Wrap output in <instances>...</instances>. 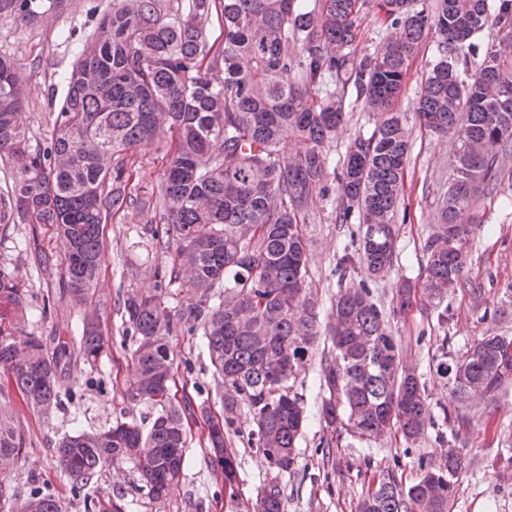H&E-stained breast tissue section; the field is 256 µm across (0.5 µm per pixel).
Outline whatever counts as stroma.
Wrapping results in <instances>:
<instances>
[{
  "label": "stroma",
  "mask_w": 512,
  "mask_h": 512,
  "mask_svg": "<svg viewBox=\"0 0 512 512\" xmlns=\"http://www.w3.org/2000/svg\"><path fill=\"white\" fill-rule=\"evenodd\" d=\"M112 0H62L60 7L39 20L22 23L13 16L0 17V56L13 60L26 78L22 111L31 144H45L52 132L53 114L66 94L64 83L74 61L95 34ZM434 35H427L408 68L405 93L399 109L411 132V148L404 180L408 217L400 226L396 260L384 278L371 281L373 295L384 308H391L393 295L402 283L413 287L412 302L390 320L393 335L402 346L404 364L415 368L426 388L434 418L424 438L406 443L392 434L380 440H362L341 435L337 447L327 448L332 434L323 428L314 412L323 397L318 373L324 350L330 349L328 334H320L312 357L295 384L308 419L298 442L293 468L279 474L270 470L261 453L248 444L252 419L248 410L238 414V431L231 437L240 463L239 495L235 502L224 496V485L199 438L201 425L191 428L184 476L166 501H150L148 489L131 465L107 470L100 476L101 491L125 494L142 502L141 512H250L258 491L277 482L283 493L284 512H356L357 505L383 472H392L403 485H410L437 462L448 448L459 449L464 465L449 505V512H512V385L500 392L496 403L468 413L469 423L459 438H451L447 416L458 401L446 377L436 368L443 355L466 351L487 331L512 333V168H506L496 193L480 197L476 212L481 222L474 228L463 285L447 299H431L425 289L424 244L434 230L436 206L448 188V165L454 162L458 142L453 134H435L420 126L414 112L422 82L435 52ZM376 123L362 107L350 112L338 130L329 153L342 164L356 137H369ZM323 196L317 197L303 233L308 245L309 269L306 292L317 302L321 324L330 321L331 308L340 289L336 265L344 247L352 246V225L335 220L339 202L337 181L326 176ZM133 216H115L104 228V264L95 295L84 310H74L58 294L57 271L41 272L28 247L37 241L46 253L55 254L60 243L48 224H11L0 229V267L9 272L31 295L33 306H46V314L26 322L25 331L39 336L72 335L82 316L97 317L109 340V350L96 369L70 361L62 368L61 389L68 398L63 410L41 418L16 408L14 420L26 438L27 452L4 480L19 496L34 488L56 494L66 512H84L83 503L57 469L53 450L73 425L91 432L106 428L129 412L140 420L148 416L144 405L132 408L123 402L127 358L132 347L125 339L124 315L118 305L119 291L134 287L151 290V265L159 253H146L135 246L131 232ZM138 267L139 277L124 276L123 268ZM447 323H439V312ZM179 369L176 394L201 389L213 408H220L224 381L214 373L200 337L179 335L171 342Z\"/></svg>",
  "instance_id": "obj_1"
}]
</instances>
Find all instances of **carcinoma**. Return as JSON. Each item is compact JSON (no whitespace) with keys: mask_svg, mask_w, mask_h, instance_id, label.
<instances>
[{"mask_svg":"<svg viewBox=\"0 0 512 512\" xmlns=\"http://www.w3.org/2000/svg\"><path fill=\"white\" fill-rule=\"evenodd\" d=\"M60 0H0V14L34 21ZM374 3L395 34L373 52L348 51L361 16ZM224 19L221 43L210 38L213 11ZM497 29V43L469 72L472 39ZM436 35L435 63L416 103L421 126L457 136V161L470 179L450 183L427 239L425 288L443 300L461 285L473 235L475 204L497 190L512 159V0H187L176 13L160 0H112L96 34L67 77L68 90L44 146L32 147L19 119L25 82L0 56V159L15 169L0 192V226L50 224L62 249L40 256L43 270L61 269L60 298L85 305L101 274V225L117 214L140 218L137 246L162 253L150 268V294L118 298L126 335L124 398L146 404L150 425L120 417L96 432L62 437L54 457L82 498L85 512H137L123 494L91 492L101 472L131 464L155 502L183 475L187 428L201 421L219 467L224 495L235 502L239 464L230 435L244 405L255 444L268 467L287 472L306 421L293 388L319 335L315 304L302 293L307 244L302 224L313 189L326 176L328 150L346 114L360 102L379 114L368 138L356 137L342 163L336 223L358 221L359 247L338 262L345 289L332 308V351L321 358L325 428L360 439L397 431L413 443L426 435L432 411L415 371L404 366L386 312L364 280L394 263L398 209L410 132L398 104L404 75L425 34ZM353 89L355 99L348 97ZM166 140L157 190L136 181L129 166L137 147ZM294 148L286 149L288 140ZM31 312L28 290L0 269V369L16 406L47 414L64 406L62 358L95 366L108 349L100 323L84 319L71 341L21 333ZM201 336L224 379L223 410L170 393L175 361L169 340ZM437 369L450 376L460 407L452 430L468 423L480 394L484 407L512 383V345L478 339ZM26 440L11 411L0 408V465L21 458ZM458 454L427 468L407 488L392 475L369 488L359 512H449ZM15 512H63L61 500L35 490L11 494ZM260 512H282L278 484Z\"/></svg>","mask_w":512,"mask_h":512,"instance_id":"1","label":"carcinoma"}]
</instances>
